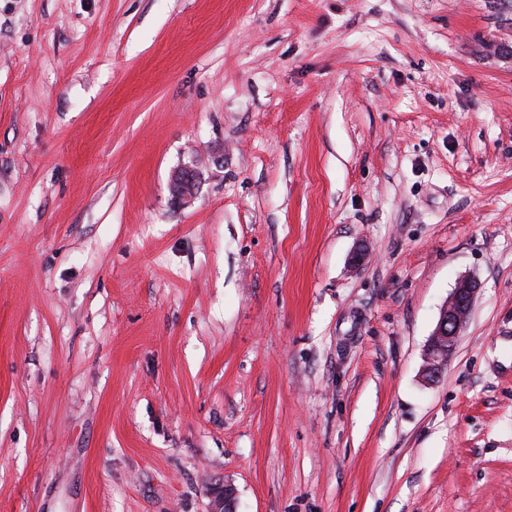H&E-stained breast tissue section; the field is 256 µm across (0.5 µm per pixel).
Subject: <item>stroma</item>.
<instances>
[{
    "label": "stroma",
    "mask_w": 512,
    "mask_h": 512,
    "mask_svg": "<svg viewBox=\"0 0 512 512\" xmlns=\"http://www.w3.org/2000/svg\"><path fill=\"white\" fill-rule=\"evenodd\" d=\"M224 482L512 512V0H0V512ZM200 173L193 163L177 168L170 179L169 191L172 202L178 207L191 206L197 199ZM478 291L479 284L475 279L463 277L458 280L448 301L441 308L439 320L426 348L424 371L429 378L438 377L456 349L461 333L469 322Z\"/></svg>",
    "instance_id": "obj_1"
}]
</instances>
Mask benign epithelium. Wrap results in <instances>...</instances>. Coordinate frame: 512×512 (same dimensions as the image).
I'll list each match as a JSON object with an SVG mask.
<instances>
[{"mask_svg":"<svg viewBox=\"0 0 512 512\" xmlns=\"http://www.w3.org/2000/svg\"><path fill=\"white\" fill-rule=\"evenodd\" d=\"M199 184L200 173L195 165L183 164L173 172L170 179L172 202L182 208L191 206L197 199ZM478 291L479 284L475 279L463 277L458 280L448 301L441 308L439 320L426 348L424 371L428 377H438L456 349L461 333L469 322ZM210 497V512H236V492L232 485L213 488Z\"/></svg>","mask_w":512,"mask_h":512,"instance_id":"benign-epithelium-1","label":"benign epithelium"}]
</instances>
